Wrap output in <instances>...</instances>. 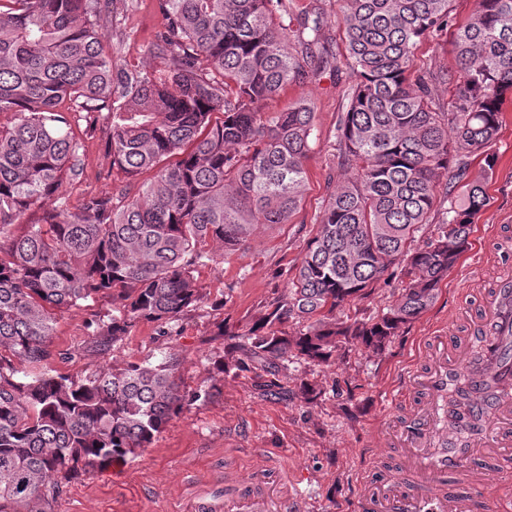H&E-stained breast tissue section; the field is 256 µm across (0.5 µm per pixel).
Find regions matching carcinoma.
I'll use <instances>...</instances> for the list:
<instances>
[{
	"label": "carcinoma",
	"instance_id": "carcinoma-1",
	"mask_svg": "<svg viewBox=\"0 0 512 512\" xmlns=\"http://www.w3.org/2000/svg\"><path fill=\"white\" fill-rule=\"evenodd\" d=\"M111 0H0V512H49L60 485L126 460L171 419L212 396L185 390L180 359L130 362L95 375L52 374L56 312L97 294L112 315L91 322L88 350L105 352L138 322L159 332L205 298L195 267L213 260L211 240L231 251L263 224H286L299 208L314 107L305 97L281 112L265 106L288 82L307 78L323 24L312 14L297 51L276 22L283 0H162L166 18L151 53L164 67L118 69L99 29ZM453 0H344L347 66L356 87L338 126L351 176L323 208L288 295L244 333L217 336L239 354L220 374L255 373L262 395L280 398L292 357L326 363L337 344L381 350L434 303L469 249L475 217L490 202V152L512 91V0H479L451 27ZM450 33L457 73L411 80L422 39ZM455 85L450 108L433 85ZM112 114V166L127 183L72 210L67 187L82 174L72 113ZM215 112L223 114L212 121ZM483 177L467 180L468 158ZM152 178L139 181L140 175ZM447 183L440 185L441 178ZM456 205L422 244L440 197ZM444 191H439V187ZM40 222L14 235L32 208ZM408 279L385 311L336 318L387 278ZM316 317L288 336L289 320ZM39 369L29 379L17 366Z\"/></svg>",
	"mask_w": 512,
	"mask_h": 512
}]
</instances>
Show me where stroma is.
<instances>
[{
  "instance_id": "35a3bbf8",
  "label": "stroma",
  "mask_w": 512,
  "mask_h": 512,
  "mask_svg": "<svg viewBox=\"0 0 512 512\" xmlns=\"http://www.w3.org/2000/svg\"><path fill=\"white\" fill-rule=\"evenodd\" d=\"M284 2L293 22L311 11L324 18L322 62L303 83L286 85L268 103L272 112L287 109L302 96L314 103L306 190L299 208L288 223L262 227L236 251L225 254L215 242L205 243V250L217 256L195 271L206 298L172 322L169 334L141 322L111 351L93 354L86 350L89 324L110 310L109 299L57 312L54 374L86 376L129 362L155 364L174 353L187 388L210 385L214 360L228 353L215 337L218 327L245 332L271 303L287 295L288 281L341 178L337 128L355 80L346 67L343 0ZM111 11V25L99 33L116 67L144 74L161 68V60L150 52L164 26L160 0H112ZM454 67L447 36L422 40L415 75ZM71 128L82 144L83 159L82 176L68 192V206L74 209L87 196L114 191L123 176L112 167L106 113L92 122L75 117ZM492 150L497 165L487 183L490 204L475 219L469 250L442 281L434 304L405 325L384 352L357 348L336 351L326 364L288 362L282 375L286 389H295L303 379L322 388V397L311 404L267 398L256 390L252 375L227 376L220 395L171 420L136 458L113 461L62 483L52 512H189L197 499H223L228 482L247 479L271 461L286 465L297 483L303 495L299 512H356L358 474L385 479L400 466L383 432L391 418L408 415L414 407L412 400L400 401L396 395L409 368L423 362V339L463 329L465 312L497 273L492 229L512 225V98L504 105Z\"/></svg>"
}]
</instances>
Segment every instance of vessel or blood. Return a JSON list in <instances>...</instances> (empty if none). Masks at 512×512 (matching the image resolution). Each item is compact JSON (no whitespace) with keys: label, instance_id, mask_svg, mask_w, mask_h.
I'll use <instances>...</instances> for the list:
<instances>
[{"label":"vessel or blood","instance_id":"vessel-or-blood-1","mask_svg":"<svg viewBox=\"0 0 512 512\" xmlns=\"http://www.w3.org/2000/svg\"><path fill=\"white\" fill-rule=\"evenodd\" d=\"M512 331V264L503 263L497 279L486 289L480 315L469 333L429 337L422 366L406 378L401 398H419V406L400 425H391L386 444L403 449L401 469L386 480L359 483V512H477L479 491L491 478L512 476L502 465L495 472L472 476V490L463 495L438 484L444 473L464 467L468 458L487 456L502 460L512 450V373L500 367L499 351L492 336ZM482 345L486 355L485 375L496 382L493 393L472 390V410L491 412L494 426L473 440L470 447L452 448L450 435L464 431L465 419L448 417L451 378L469 380L465 356L470 346ZM299 494L288 491V472L274 465L254 472L251 480L220 501L200 500L194 512H294Z\"/></svg>","mask_w":512,"mask_h":512}]
</instances>
